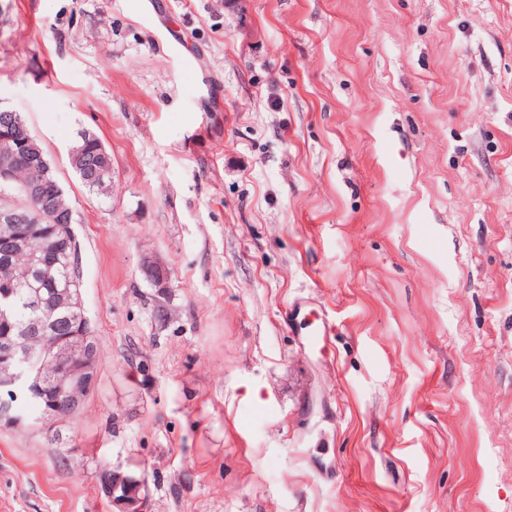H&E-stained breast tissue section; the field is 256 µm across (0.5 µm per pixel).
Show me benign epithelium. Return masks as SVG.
I'll return each mask as SVG.
<instances>
[{"label":"benign epithelium","mask_w":512,"mask_h":512,"mask_svg":"<svg viewBox=\"0 0 512 512\" xmlns=\"http://www.w3.org/2000/svg\"><path fill=\"white\" fill-rule=\"evenodd\" d=\"M6 141L10 142L0 152V181L11 184L16 181L15 161L19 156L28 160L30 166L41 168L45 160L35 147L30 130L21 121L14 125ZM58 193V187L45 178L29 181L20 187V203L12 209L0 212V223L13 224H66L74 221L73 209L54 208L47 205L30 210L25 203L32 200H50ZM69 267L72 287L65 289L63 305L72 313L73 320L63 326L56 320H49L37 326L20 328L12 336H0V389L10 390L20 384L19 378L24 365L28 363L33 350L30 343L34 338L44 342L40 353V368L29 379L32 392L45 399L47 414L60 421L77 416L94 390L98 366V343L85 316L80 301V263L77 238L68 241ZM25 253L29 258V268L40 272L56 264L53 253L47 248L36 247L32 238L0 234V259L10 261L14 256ZM141 271L155 288L171 287L172 275L168 268L145 258ZM24 422L16 407L8 402L0 403V426L15 427ZM102 489L109 499L113 512H148L146 497L142 494V483L130 474L119 469L105 470L100 479Z\"/></svg>","instance_id":"obj_1"}]
</instances>
